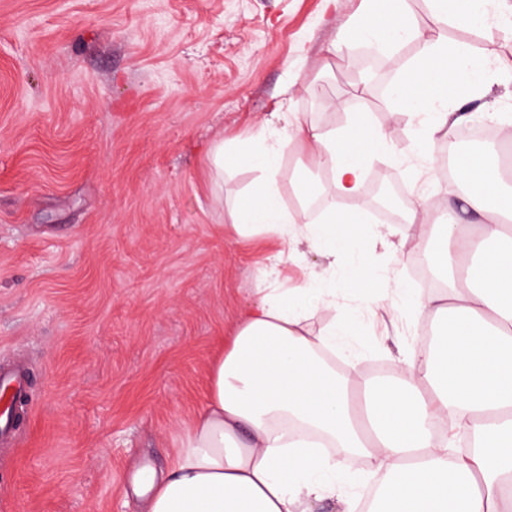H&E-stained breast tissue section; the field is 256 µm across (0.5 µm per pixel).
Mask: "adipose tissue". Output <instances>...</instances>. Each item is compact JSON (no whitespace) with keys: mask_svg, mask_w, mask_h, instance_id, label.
Instances as JSON below:
<instances>
[{"mask_svg":"<svg viewBox=\"0 0 512 512\" xmlns=\"http://www.w3.org/2000/svg\"><path fill=\"white\" fill-rule=\"evenodd\" d=\"M395 2L397 15L386 23L362 17L370 48L419 36L405 21L406 0ZM435 18L480 28L491 19L512 34L505 0H467L460 11L440 0ZM423 53L428 65L411 69L396 89L427 118L420 153L432 157L441 139L478 117L499 133L497 144L458 160L456 175L467 188L462 211H448L430 226L424 202L409 210L408 234L428 237L425 258L445 290L423 296L403 283L395 295L411 311L440 316L432 351L394 357V381L341 376L330 355L362 312L313 335L302 326V313L335 309V288L310 283L296 302L269 289L210 364L207 403L167 470L138 471L143 512H312L328 499L341 512H354L350 490L366 466L382 482L371 512H512V185L500 154L512 144V114L465 109L493 82L512 79V65L494 45L476 53L449 45L443 35L425 43ZM353 122L359 132L352 137L298 123L278 147L235 154L265 180L236 212L234 231L284 236L297 224V215L280 204L276 175L281 153L303 145L316 165L332 172L326 191L335 202L315 229V244L331 257L361 251V219L344 203L358 194L368 165L388 152L391 134L363 112ZM464 212L478 216L475 232L461 224ZM450 426L474 435L478 448L450 456ZM336 447L342 456L333 455Z\"/></svg>","mask_w":512,"mask_h":512,"instance_id":"1","label":"adipose tissue"}]
</instances>
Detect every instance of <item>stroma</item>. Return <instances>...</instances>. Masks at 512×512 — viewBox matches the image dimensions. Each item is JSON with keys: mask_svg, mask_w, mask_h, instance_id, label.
Masks as SVG:
<instances>
[{"mask_svg": "<svg viewBox=\"0 0 512 512\" xmlns=\"http://www.w3.org/2000/svg\"><path fill=\"white\" fill-rule=\"evenodd\" d=\"M364 0H0V370L21 369L26 414L0 435V512H140L132 472L165 471L205 404L214 357L269 283L342 285L335 313L362 303L348 260L330 261L311 228L238 236L232 213L257 169L210 152L256 151L302 122L352 133L354 113L390 130L367 181L430 167L431 208L456 202L447 145L416 151L420 117L390 87L422 63L432 0H408L421 37L390 48L386 92L330 47L353 36ZM281 201L327 186L306 149L280 160ZM370 248L372 291L350 341V378L413 349L431 315L393 292L419 250L405 225Z\"/></svg>", "mask_w": 512, "mask_h": 512, "instance_id": "obj_1", "label": "stroma"}]
</instances>
